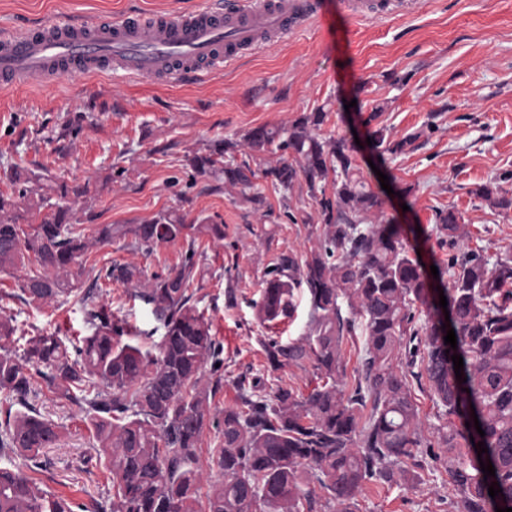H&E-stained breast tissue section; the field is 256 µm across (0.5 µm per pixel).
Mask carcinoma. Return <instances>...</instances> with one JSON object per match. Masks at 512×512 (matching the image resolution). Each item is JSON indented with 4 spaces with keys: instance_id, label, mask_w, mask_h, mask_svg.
Instances as JSON below:
<instances>
[{
    "instance_id": "1",
    "label": "carcinoma",
    "mask_w": 512,
    "mask_h": 512,
    "mask_svg": "<svg viewBox=\"0 0 512 512\" xmlns=\"http://www.w3.org/2000/svg\"><path fill=\"white\" fill-rule=\"evenodd\" d=\"M326 119L322 110L303 112L286 128L259 126L239 141L217 140L189 158L195 173L223 174L224 184L240 188L260 210L266 198L254 190L255 171L224 158L242 148L279 151L283 158L263 169L262 177L285 193L304 179L322 224L318 245L308 254L276 257L254 303L259 321L271 323L292 314L294 289L306 291L303 336L271 339L265 351L275 370L311 362L317 383L298 395L282 385L267 392L261 380L248 385L242 379L240 403L220 417L211 412V401L223 385L224 346L188 287L200 275L206 242L224 239V224L211 218L187 224L173 211H160L143 224H92L88 236L77 217L82 191L60 180L59 201L42 194L36 199L26 184L41 176L3 169L4 179L25 186L15 197L0 193V271L36 262L21 285L27 300L73 299L90 334L73 346L54 335H19L16 318L0 307V394L12 400L0 421V455H20L27 467L0 466V512H314L318 490L335 512H352L351 500L364 483H407L402 464L425 447L413 380L427 384L448 419L440 440L465 512L512 508V258L490 269L478 251L454 253L448 255L450 280L441 270L433 277L405 243V228L385 216L379 195L358 176L355 146L320 134ZM368 137L383 162L416 139L391 141L382 127ZM469 193L512 210V191L499 184ZM34 208L49 209L38 224L28 223ZM436 218L440 231L454 238L461 214L450 207L436 211ZM128 236L146 254L181 243L179 263L149 279L135 265L112 263L87 281L89 249ZM101 279L133 286V298L158 323L146 332L160 334L151 349L135 343L130 326L98 303ZM441 290L445 309L439 306ZM416 304L425 308L423 322ZM449 329L456 334L455 350L444 342ZM358 332L366 343L349 389L342 341ZM404 346L409 365L419 361L421 370L395 365ZM454 354L463 358L464 382L456 378ZM37 382L83 409L97 460L112 476V502L76 507L33 477L44 467L42 450L60 436V426L28 401ZM476 419L483 437L473 426ZM211 426L222 441L205 463L200 448ZM480 442L488 452L479 458ZM482 462L492 463L495 475H484ZM214 467L220 479L213 483ZM494 482L502 493L493 498L488 487ZM205 483L211 492L203 502Z\"/></svg>"
}]
</instances>
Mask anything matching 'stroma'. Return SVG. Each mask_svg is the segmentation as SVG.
<instances>
[{
	"instance_id": "1",
	"label": "stroma",
	"mask_w": 512,
	"mask_h": 512,
	"mask_svg": "<svg viewBox=\"0 0 512 512\" xmlns=\"http://www.w3.org/2000/svg\"><path fill=\"white\" fill-rule=\"evenodd\" d=\"M198 0H0V24L27 25L69 14L79 18L119 11L178 13ZM319 24L217 70L204 82L146 83L109 73L57 80L46 86L0 89V168L44 172L45 184L64 179L88 186L81 224H140L161 210L186 223L217 216L224 237L206 245L205 275L189 291L224 345V385L211 408L236 405L239 378L261 379L307 393L316 383L311 363L271 371L265 344L302 336L307 298L297 293L293 318L260 323L253 307L265 272L280 254L307 253L321 233L318 207L305 182L281 194L259 180L268 209L257 210L238 188L187 164L220 139H237L261 125L285 127L300 113L323 110L326 137L366 139L365 117L380 109L378 126L390 140L413 136L401 154L387 157L394 185L408 197H382L383 210L408 232L426 264H447L454 250H476L489 263L512 257V211L500 212L471 195L475 185L512 172V0H418L415 7L381 19L352 20L340 0H324ZM353 108H345L348 100ZM121 178H113L116 169ZM455 207L463 222L455 240L437 228L435 211ZM294 220H287V213ZM181 244L153 254L126 238L90 250L87 267L131 263L146 273L173 267ZM25 270L0 272V304L28 334L64 340L88 335L78 306L55 299L25 302ZM101 303L143 330L150 312L125 285L103 284ZM34 404L61 427L44 449L41 486L91 505L112 496L96 459L95 440L82 408L39 388ZM409 484L369 481L353 500L354 512H458L460 498L442 462H405Z\"/></svg>"
}]
</instances>
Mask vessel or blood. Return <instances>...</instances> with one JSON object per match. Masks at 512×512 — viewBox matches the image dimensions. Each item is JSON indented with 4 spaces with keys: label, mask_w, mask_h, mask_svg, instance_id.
Returning <instances> with one entry per match:
<instances>
[{
    "label": "vessel or blood",
    "mask_w": 512,
    "mask_h": 512,
    "mask_svg": "<svg viewBox=\"0 0 512 512\" xmlns=\"http://www.w3.org/2000/svg\"><path fill=\"white\" fill-rule=\"evenodd\" d=\"M406 0H342L355 19H378ZM323 0H205L177 14L125 12L0 27V87L38 86L113 71L147 82L201 81L271 42L320 22Z\"/></svg>",
    "instance_id": "b4317fda"
}]
</instances>
